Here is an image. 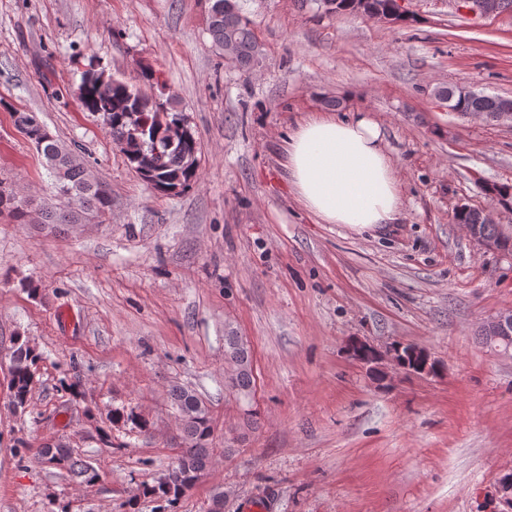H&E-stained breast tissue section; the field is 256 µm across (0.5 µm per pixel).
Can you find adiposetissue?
<instances>
[{
  "label": "adipose tissue",
  "mask_w": 512,
  "mask_h": 512,
  "mask_svg": "<svg viewBox=\"0 0 512 512\" xmlns=\"http://www.w3.org/2000/svg\"><path fill=\"white\" fill-rule=\"evenodd\" d=\"M284 152L298 202L322 223L364 231L397 220L399 187L381 128L367 114L310 116L289 133Z\"/></svg>",
  "instance_id": "obj_1"
}]
</instances>
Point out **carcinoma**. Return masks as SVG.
Segmentation results:
<instances>
[{
    "label": "carcinoma",
    "instance_id": "1",
    "mask_svg": "<svg viewBox=\"0 0 512 512\" xmlns=\"http://www.w3.org/2000/svg\"><path fill=\"white\" fill-rule=\"evenodd\" d=\"M228 0H208L207 33L212 47L220 52L224 40L232 38L237 45V64L251 70L260 61L262 51L250 19L243 13L239 2L234 8L226 7ZM141 78L148 86L159 89V94H147L127 83L95 69L83 73L77 89L78 99L84 109L105 120L113 143L120 148L130 167L151 188L165 192L167 187H178L184 192L199 177L198 138L172 143L168 131L173 124L185 119L183 112L174 106V94L165 93L159 73L152 68L141 71ZM435 95L448 101V108L461 114L481 113L487 117L496 112L512 111V99L485 96L473 91H463L458 86H440ZM15 124L35 125L37 153L51 181L54 202L41 209L45 224H79L87 215L100 220L110 211V190L101 182L91 181L85 168L69 159L70 149L62 144L33 112H14ZM7 213L16 224L29 223V210L16 198L14 191L4 187L0 179V213ZM459 224H481L486 238L498 245L508 246L511 236L501 232L499 225L484 223L479 211L466 208L455 212ZM402 358L413 371L424 368L414 356L424 349L413 344L396 343ZM224 357L232 365L227 377L228 388L243 397L250 395L253 385L252 357L242 337L230 330L224 336ZM39 354L21 336L12 339L10 354L11 377L8 389L12 403L25 409ZM171 398L181 421L184 448L171 472L156 486L143 490V494L173 505L198 480L210 462L213 439L212 418L208 407L190 390L175 388ZM50 454L55 468L82 483H93L99 473L87 462L73 456L66 444L58 441L38 449L36 458Z\"/></svg>",
    "mask_w": 512,
    "mask_h": 512
}]
</instances>
